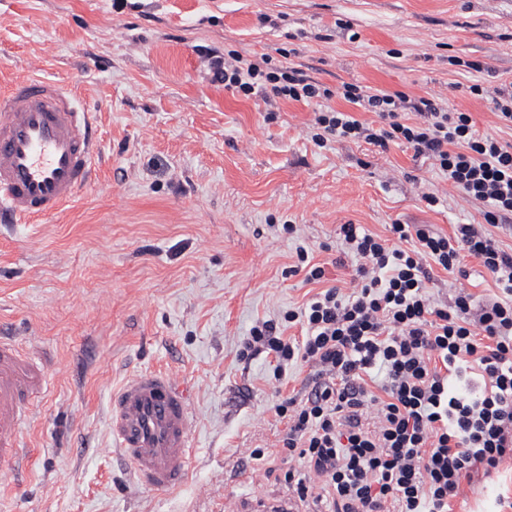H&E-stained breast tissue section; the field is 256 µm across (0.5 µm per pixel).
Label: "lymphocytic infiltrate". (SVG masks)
Instances as JSON below:
<instances>
[{"label":"lymphocytic infiltrate","mask_w":512,"mask_h":512,"mask_svg":"<svg viewBox=\"0 0 512 512\" xmlns=\"http://www.w3.org/2000/svg\"><path fill=\"white\" fill-rule=\"evenodd\" d=\"M225 88L244 98L276 96L317 106L312 139L397 144L430 159L449 185L481 204L482 223L452 234L428 224H393L389 237L360 225L340 227L354 264L353 287H323L324 266L297 247V270L321 284L281 321L254 325L240 352L267 353L274 375L304 363L314 368L304 397L274 406L285 420L283 445L298 460L284 482L290 505L313 512H453L463 483L512 469V252L492 236L512 215V143L479 132L470 113L428 98L408 103L352 83L342 98L376 113L373 127L351 111L322 109L332 90L293 69L266 71L238 54L212 57ZM413 107L416 118L402 112ZM474 258L497 286L477 298L454 288L450 302L432 294L434 270L468 278ZM300 336H284L281 323Z\"/></svg>","instance_id":"f902f5d3"}]
</instances>
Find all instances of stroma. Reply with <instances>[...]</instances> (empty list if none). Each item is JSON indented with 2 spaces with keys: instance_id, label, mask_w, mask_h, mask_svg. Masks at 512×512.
Instances as JSON below:
<instances>
[{
  "instance_id": "1",
  "label": "stroma",
  "mask_w": 512,
  "mask_h": 512,
  "mask_svg": "<svg viewBox=\"0 0 512 512\" xmlns=\"http://www.w3.org/2000/svg\"><path fill=\"white\" fill-rule=\"evenodd\" d=\"M235 51L409 99L436 97L512 143L480 80H512V0H0V88L30 76L76 85L99 130L97 177L60 215L0 224V325L46 350L50 388L23 434L30 474L0 488V512H254L287 501L285 423L309 368L277 382L266 355L241 358L259 320L318 292L291 273L312 250L350 288L343 224L452 234L480 206L412 149L313 144L311 107L225 89L210 54ZM482 71L449 65V57ZM438 197L427 206L421 196ZM294 225L287 233L285 225ZM177 372L195 448L183 487L137 485L113 460L109 400L146 368ZM255 448L271 454L254 460ZM512 471L463 486L455 512H496Z\"/></svg>"
}]
</instances>
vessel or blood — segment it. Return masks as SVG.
<instances>
[{
  "label": "vessel or blood",
  "instance_id": "obj_1",
  "mask_svg": "<svg viewBox=\"0 0 512 512\" xmlns=\"http://www.w3.org/2000/svg\"><path fill=\"white\" fill-rule=\"evenodd\" d=\"M98 148L90 112L72 89L33 76L0 93V221L31 224L72 204L94 180ZM47 357L0 336V482L13 483L25 452L23 427L47 384ZM112 445L136 479L180 487L192 448V412L178 376L144 369L112 395Z\"/></svg>",
  "mask_w": 512,
  "mask_h": 512
}]
</instances>
